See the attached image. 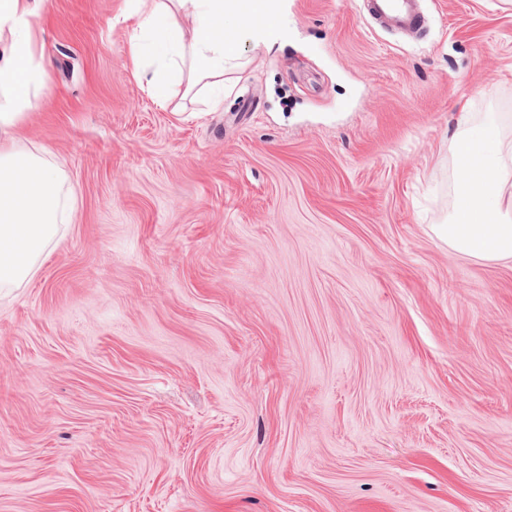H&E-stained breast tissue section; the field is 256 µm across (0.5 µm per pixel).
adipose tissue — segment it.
Returning <instances> with one entry per match:
<instances>
[{
    "label": "adipose tissue",
    "instance_id": "adipose-tissue-1",
    "mask_svg": "<svg viewBox=\"0 0 512 512\" xmlns=\"http://www.w3.org/2000/svg\"><path fill=\"white\" fill-rule=\"evenodd\" d=\"M151 0L139 15L132 59L149 57L156 67L148 83L157 95L187 84L224 99L225 73L244 65L243 37L269 45L281 18L271 0ZM36 0H0V288L21 285L36 271L73 210L75 195L41 153L20 145L27 112L46 90L38 53L40 33L32 22ZM451 151L466 172L454 185L455 214L438 234L454 252L480 261L512 257V180L503 174L507 152L496 112L476 118L452 116Z\"/></svg>",
    "mask_w": 512,
    "mask_h": 512
}]
</instances>
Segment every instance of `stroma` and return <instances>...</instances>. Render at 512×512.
Masks as SVG:
<instances>
[{"mask_svg":"<svg viewBox=\"0 0 512 512\" xmlns=\"http://www.w3.org/2000/svg\"><path fill=\"white\" fill-rule=\"evenodd\" d=\"M276 2L216 110L135 76L138 0L34 17L76 208L0 288V512H512V259L437 234L512 0ZM419 0H363L365 14L385 28L413 30L420 26Z\"/></svg>","mask_w":512,"mask_h":512,"instance_id":"stroma-1","label":"stroma"}]
</instances>
